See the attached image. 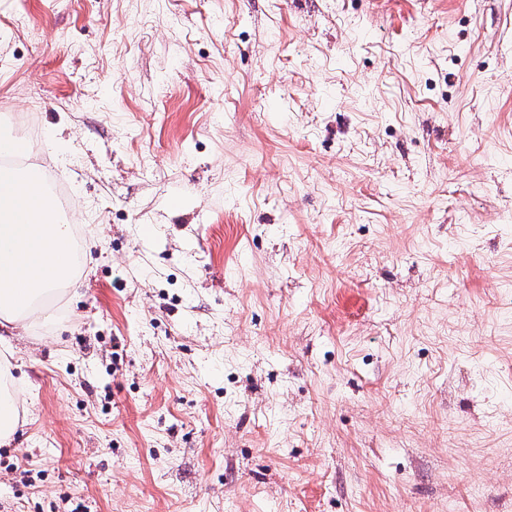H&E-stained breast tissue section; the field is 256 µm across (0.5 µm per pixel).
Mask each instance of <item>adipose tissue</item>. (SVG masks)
I'll use <instances>...</instances> for the list:
<instances>
[{"instance_id":"ef3b65f1","label":"adipose tissue","mask_w":512,"mask_h":512,"mask_svg":"<svg viewBox=\"0 0 512 512\" xmlns=\"http://www.w3.org/2000/svg\"><path fill=\"white\" fill-rule=\"evenodd\" d=\"M73 252V230L60 218L55 196L23 171L0 168V343L48 321L51 296L78 294ZM22 393L8 351H1L0 444L18 429Z\"/></svg>"}]
</instances>
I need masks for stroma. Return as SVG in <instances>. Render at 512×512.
I'll list each match as a JSON object with an SVG mask.
<instances>
[{
    "instance_id": "35a3bbf8",
    "label": "stroma",
    "mask_w": 512,
    "mask_h": 512,
    "mask_svg": "<svg viewBox=\"0 0 512 512\" xmlns=\"http://www.w3.org/2000/svg\"><path fill=\"white\" fill-rule=\"evenodd\" d=\"M77 201L0 512H512V0H0Z\"/></svg>"
}]
</instances>
